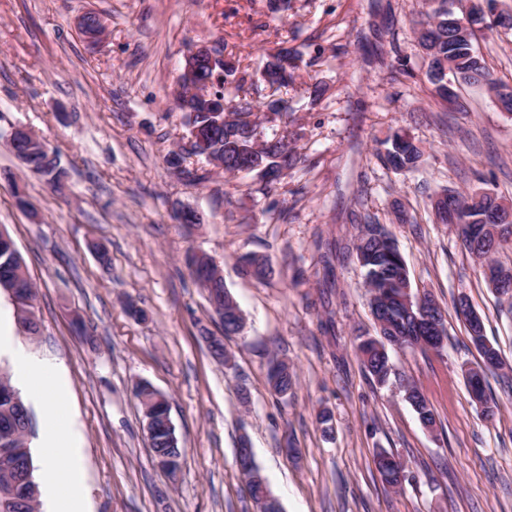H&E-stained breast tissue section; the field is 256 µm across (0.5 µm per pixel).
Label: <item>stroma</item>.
<instances>
[{
	"label": "stroma",
	"mask_w": 512,
	"mask_h": 512,
	"mask_svg": "<svg viewBox=\"0 0 512 512\" xmlns=\"http://www.w3.org/2000/svg\"><path fill=\"white\" fill-rule=\"evenodd\" d=\"M421 0H0V129L23 125L66 172L65 192L21 171L0 139V228L15 241L36 295V334L0 289L15 343L65 370L68 413L85 471L87 512H255L236 463L240 437L282 512H512V309L487 287L455 227L435 223L443 188L487 189L512 200V114L493 94L461 87L435 97L412 20ZM98 15L102 40L80 21ZM299 48L290 109L258 126L287 137L300 161L277 183L224 174L204 158L167 156L187 143L173 90L186 54L206 46L238 63L257 101L259 79L282 45ZM475 49L512 85V34L481 32ZM326 88L311 101L309 84ZM405 128L423 151L397 173L381 156ZM28 198L33 210L22 208ZM204 221L186 233L181 208ZM413 216L398 223L397 209ZM384 224L413 292L447 319L442 350L393 349L381 386L365 370L359 337L376 326L354 243L365 217ZM109 253L99 262L90 246ZM222 268L246 317L224 339L230 363L205 340L220 323L192 277L187 251ZM263 258V279L241 259ZM484 320L504 366L487 378L493 419L472 402L466 368L480 355L455 303ZM288 361L292 394L271 389L268 368ZM169 401L184 454L176 477L156 467L139 383ZM415 386L435 413L421 423L405 397ZM332 417L324 433L321 412ZM388 451L405 466L401 488L374 465Z\"/></svg>",
	"instance_id": "1"
}]
</instances>
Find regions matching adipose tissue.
<instances>
[{
  "mask_svg": "<svg viewBox=\"0 0 512 512\" xmlns=\"http://www.w3.org/2000/svg\"><path fill=\"white\" fill-rule=\"evenodd\" d=\"M9 352L16 368V378L20 389L27 394L39 396L45 402V432L42 440V463L40 481L49 490L68 486L70 491L80 487L76 470L62 471L59 466L61 456L71 452L72 435L56 424L61 400L66 389L62 374L53 372L40 361L30 357L23 349L13 347L11 326L0 320V351Z\"/></svg>",
  "mask_w": 512,
  "mask_h": 512,
  "instance_id": "ef3b65f1",
  "label": "adipose tissue"
}]
</instances>
